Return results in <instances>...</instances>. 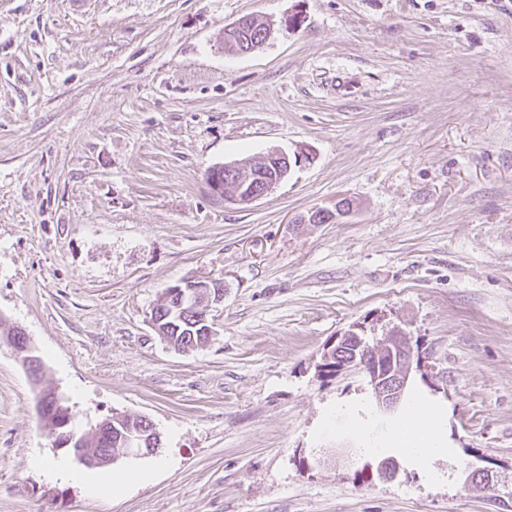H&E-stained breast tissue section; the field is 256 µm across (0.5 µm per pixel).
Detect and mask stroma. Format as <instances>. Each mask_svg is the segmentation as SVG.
<instances>
[{
	"instance_id": "stroma-1",
	"label": "stroma",
	"mask_w": 512,
	"mask_h": 512,
	"mask_svg": "<svg viewBox=\"0 0 512 512\" xmlns=\"http://www.w3.org/2000/svg\"><path fill=\"white\" fill-rule=\"evenodd\" d=\"M247 14L270 39L225 51ZM273 147L272 194L212 192ZM187 277L226 290L178 352L149 316ZM0 319L44 366L0 338V512H512V0H0ZM356 325L410 336L453 460L419 469L407 406L320 372ZM44 387L80 434L150 419L158 452L113 465L150 479L96 491ZM273 173L272 177L250 171V166L239 163H225L209 169V181L216 195L224 196V201L233 205H251L263 199L288 175L291 163L289 156L277 149L267 152L259 159ZM225 178V179H224ZM265 179L261 182L259 179ZM234 182L233 192L225 194L228 184ZM6 340L21 357L22 362L29 367L33 381L39 384L42 372L41 360L33 354V349L25 333L21 329L15 328L9 336H6Z\"/></svg>"
}]
</instances>
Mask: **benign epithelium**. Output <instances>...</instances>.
<instances>
[{
	"mask_svg": "<svg viewBox=\"0 0 512 512\" xmlns=\"http://www.w3.org/2000/svg\"><path fill=\"white\" fill-rule=\"evenodd\" d=\"M260 163L267 165L273 176L255 173L250 167H243L239 163L211 167L208 175L213 192L223 196L225 202L240 206L263 199L288 175L291 163L289 156L277 149L267 152L260 158ZM222 287V278L187 279L167 288L164 301L172 299L178 310L195 313V319L203 325V333L210 338L216 335L214 323L209 319L210 311L224 301ZM6 340L29 367L33 381L40 383L41 360L33 354L25 333L16 328ZM374 355L376 364L369 367L354 352L350 358L336 363V370L349 367L362 370L369 378L377 408L382 413H390L401 405L405 391L412 382L414 349L411 339L396 332L374 348ZM39 412L49 419V430L56 437L57 444L72 448L77 460L85 466L107 467L119 459L114 453L88 450L85 436L78 437L69 430L72 414L68 407L62 405L55 391H43ZM90 433L95 438L116 434V446L122 449L124 455H145L155 448L154 426L146 418L136 426L130 423L119 428L112 427V419L107 418L91 429Z\"/></svg>",
	"mask_w": 512,
	"mask_h": 512,
	"instance_id": "1",
	"label": "benign epithelium"
}]
</instances>
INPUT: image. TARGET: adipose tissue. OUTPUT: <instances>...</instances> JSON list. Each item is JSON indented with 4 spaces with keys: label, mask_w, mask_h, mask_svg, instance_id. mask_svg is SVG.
I'll return each instance as SVG.
<instances>
[{
    "label": "adipose tissue",
    "mask_w": 512,
    "mask_h": 512,
    "mask_svg": "<svg viewBox=\"0 0 512 512\" xmlns=\"http://www.w3.org/2000/svg\"><path fill=\"white\" fill-rule=\"evenodd\" d=\"M393 437L399 447L423 464L452 454L443 436L439 412L426 405L414 406L405 422L394 431Z\"/></svg>",
    "instance_id": "adipose-tissue-1"
}]
</instances>
